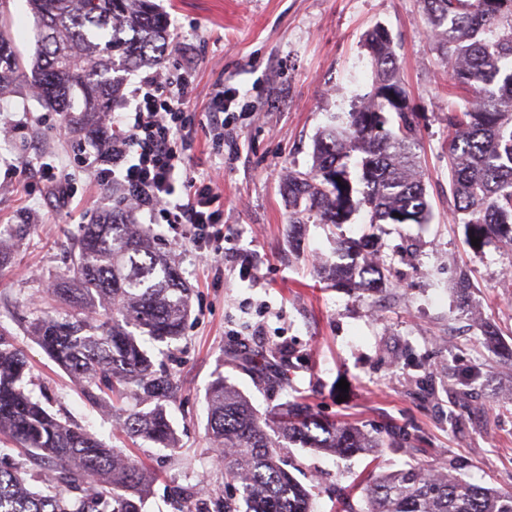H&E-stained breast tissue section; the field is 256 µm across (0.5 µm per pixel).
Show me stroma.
Here are the masks:
<instances>
[{
  "mask_svg": "<svg viewBox=\"0 0 512 512\" xmlns=\"http://www.w3.org/2000/svg\"><path fill=\"white\" fill-rule=\"evenodd\" d=\"M180 34L195 82L197 125L189 167L217 177L224 242L199 262L167 225L154 226L191 290L185 334L166 368L173 377V449L133 440L108 407L91 405L70 375L30 338L40 312H53L51 283L72 239L118 202L81 167L79 138L64 114L31 97L28 85L0 98V329L24 347L30 390L51 413L140 459L150 477L143 512H220L233 490L215 460L207 391L216 375L259 415L305 399L315 413L367 432L406 435L404 448L339 458L290 446L288 470L313 496L316 512H363L361 481L412 463L512 491V246L472 247L453 220L448 184V68L426 30L421 0H152ZM390 32L407 103L419 116L418 152L430 224L369 226L366 212L342 228L291 225L282 185L312 165L313 143L330 118L371 92L364 48L373 27ZM236 92L234 156L213 150L203 127L216 85ZM51 159L70 173L73 200L24 185L13 167ZM366 239L389 269L382 292L347 291L318 277L335 263L340 237ZM468 276L471 310L454 287ZM237 349L264 357L288 380L270 387L230 360ZM348 389H339V381Z\"/></svg>",
  "mask_w": 512,
  "mask_h": 512,
  "instance_id": "1",
  "label": "stroma"
}]
</instances>
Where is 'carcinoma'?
Returning <instances> with one entry per match:
<instances>
[{
	"mask_svg": "<svg viewBox=\"0 0 512 512\" xmlns=\"http://www.w3.org/2000/svg\"><path fill=\"white\" fill-rule=\"evenodd\" d=\"M32 75L0 13V91L28 81L38 98L68 116L74 129L111 111L118 72L162 63L170 48L166 19L151 0H29ZM428 30L451 66L448 94L470 95L448 108L450 191L468 238L512 244V0H422ZM373 91L317 135L313 164L284 183L290 223L339 227L366 207L372 224H429L414 113L398 79L389 32L376 26L364 40ZM83 108L72 114V98ZM360 153L358 184L348 159ZM153 228L114 211L83 224L77 252L51 286L55 300L96 310L63 321L43 315L30 333L93 403L127 399L122 431L163 448L177 438L166 414L173 381L139 338L171 345L183 337L191 294L179 265L151 245ZM361 241H340L341 258L323 270L334 285L378 292L387 266L358 258ZM28 360L0 333V444L21 449L25 462L0 465V512H142L149 479L142 465L94 434L49 413L27 390ZM208 432L221 452L224 481L237 485L224 512H312L282 448L299 445L347 456L403 441L324 419L303 402L259 416L224 377L207 392ZM363 512H512V492L465 481L451 471L416 467L375 475Z\"/></svg>",
	"mask_w": 512,
	"mask_h": 512,
	"instance_id": "carcinoma-1",
	"label": "carcinoma"
}]
</instances>
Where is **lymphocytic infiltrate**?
<instances>
[{
	"label": "lymphocytic infiltrate",
	"instance_id": "1",
	"mask_svg": "<svg viewBox=\"0 0 512 512\" xmlns=\"http://www.w3.org/2000/svg\"><path fill=\"white\" fill-rule=\"evenodd\" d=\"M193 86L187 63L166 69L160 79L141 77L125 94L123 111L113 113L110 135L93 140L82 165L103 191L120 189L171 230L190 229L203 251L223 239L224 220L216 183L188 169Z\"/></svg>",
	"mask_w": 512,
	"mask_h": 512
}]
</instances>
